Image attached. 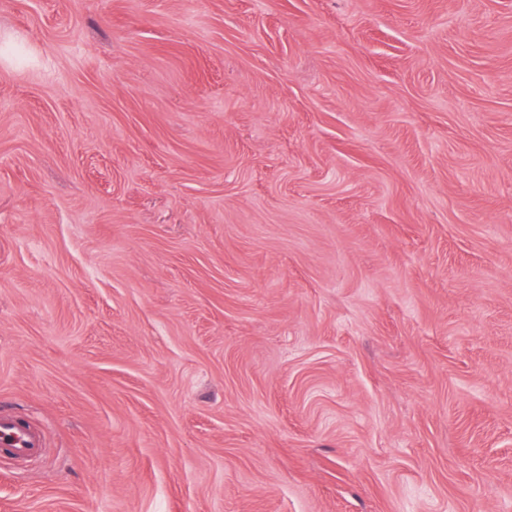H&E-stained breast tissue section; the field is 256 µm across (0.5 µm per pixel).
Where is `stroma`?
Here are the masks:
<instances>
[{"instance_id": "35a3bbf8", "label": "stroma", "mask_w": 512, "mask_h": 512, "mask_svg": "<svg viewBox=\"0 0 512 512\" xmlns=\"http://www.w3.org/2000/svg\"><path fill=\"white\" fill-rule=\"evenodd\" d=\"M0 512H512V0H0ZM44 432L30 420L0 412V456L16 463H28L41 457Z\"/></svg>"}]
</instances>
